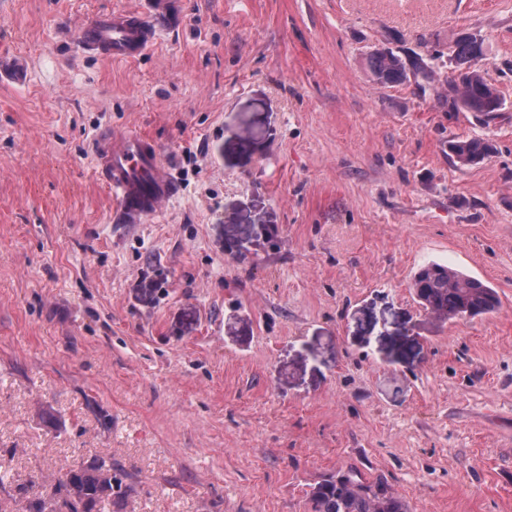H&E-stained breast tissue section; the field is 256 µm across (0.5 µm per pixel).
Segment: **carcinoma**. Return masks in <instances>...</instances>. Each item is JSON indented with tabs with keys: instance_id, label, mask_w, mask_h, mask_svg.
Masks as SVG:
<instances>
[{
	"instance_id": "carcinoma-1",
	"label": "carcinoma",
	"mask_w": 512,
	"mask_h": 512,
	"mask_svg": "<svg viewBox=\"0 0 512 512\" xmlns=\"http://www.w3.org/2000/svg\"><path fill=\"white\" fill-rule=\"evenodd\" d=\"M456 62L453 78L446 80L448 96L443 105L450 112H473L489 123L503 111L504 100L497 88L476 67L484 57L483 43L473 37H460L452 46ZM378 84L392 87L413 75L426 90L436 80V71L421 57L414 61L390 49H376L368 58ZM495 150L483 137L448 141V154L461 167L475 166ZM411 289L417 303L443 320L455 322L491 314L498 309L494 288L458 270L436 262L418 269ZM131 475L105 459H93L69 467L53 484V495L46 497L26 489L25 512H103L112 500L124 497L130 489ZM313 512H409L403 498L380 480L362 478L354 469L339 471L311 486Z\"/></svg>"
}]
</instances>
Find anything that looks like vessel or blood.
Segmentation results:
<instances>
[{"label":"vessel or blood","instance_id":"vessel-or-blood-1","mask_svg":"<svg viewBox=\"0 0 512 512\" xmlns=\"http://www.w3.org/2000/svg\"><path fill=\"white\" fill-rule=\"evenodd\" d=\"M178 20L172 0H149L143 12L112 11L92 17L78 29L76 39L86 51L113 60H132L153 45L161 28L174 26ZM95 169L125 216H150L174 192L159 149L140 135L100 134Z\"/></svg>","mask_w":512,"mask_h":512}]
</instances>
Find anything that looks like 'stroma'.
<instances>
[{"mask_svg":"<svg viewBox=\"0 0 512 512\" xmlns=\"http://www.w3.org/2000/svg\"><path fill=\"white\" fill-rule=\"evenodd\" d=\"M181 3L114 62L77 26L147 0H0V473L105 457L132 483L112 512H312L354 466L411 512H512V0ZM463 33L490 124L368 68L437 49L446 76ZM107 128L176 184L132 224L93 170ZM474 136L495 153L453 163ZM431 261L498 311L425 312ZM494 150V144L483 137L457 138L448 141V154L462 167L482 163Z\"/></svg>","mask_w":512,"mask_h":512,"instance_id":"1","label":"stroma"}]
</instances>
